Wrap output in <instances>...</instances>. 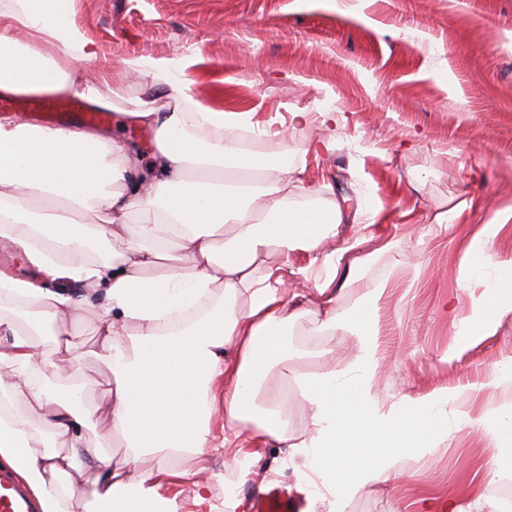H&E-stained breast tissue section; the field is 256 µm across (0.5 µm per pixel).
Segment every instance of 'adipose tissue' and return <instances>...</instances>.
I'll use <instances>...</instances> for the list:
<instances>
[{"label":"adipose tissue","instance_id":"obj_1","mask_svg":"<svg viewBox=\"0 0 512 512\" xmlns=\"http://www.w3.org/2000/svg\"><path fill=\"white\" fill-rule=\"evenodd\" d=\"M74 2L0 0V97L73 94L111 108L96 88L110 65L78 26ZM124 65L148 73L177 102L162 112L142 101L131 112L154 132L150 177L133 178L134 159L110 134L0 118V252L26 268L21 277L0 271V367L9 370L0 376V465L42 512H70L81 485L83 512H180L170 491L189 481L192 512H238L242 500L230 494L216 507L208 484L189 472L136 471L147 449L204 455L217 412L225 430L251 426L287 448L299 478L316 476L335 495L396 479L401 457L433 452L447 437L448 406L458 396L442 390L379 412L367 381L385 288L361 287L367 255L350 265L353 297L339 303L333 285L344 254L323 245L343 222L340 205L293 207L288 157L270 165L225 142L236 121L192 95L181 61ZM262 211L271 219L260 224ZM511 221L512 207L498 211L464 260L469 279L496 269L463 320L469 334L491 330L512 308V259L494 250ZM115 237L125 239V253L102 255L99 244ZM296 251L309 255L322 298L319 332L357 343L346 373L325 364L306 380L312 434L303 439L289 434L276 409L255 403L272 363L288 357L284 334L296 317L281 269L268 258ZM79 312L96 322L99 355L112 372V425L130 450L121 468L83 440L95 412L83 405L81 387L46 384L34 362L33 339L43 334L74 352L70 328ZM38 418L63 451L43 447Z\"/></svg>","mask_w":512,"mask_h":512}]
</instances>
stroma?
I'll return each mask as SVG.
<instances>
[{"label":"stroma","instance_id":"1","mask_svg":"<svg viewBox=\"0 0 512 512\" xmlns=\"http://www.w3.org/2000/svg\"><path fill=\"white\" fill-rule=\"evenodd\" d=\"M75 13L84 36L112 60L99 91L114 107L100 128L125 140L141 168L149 166L154 135L129 110L141 100L164 111L175 102L150 78L127 75L121 61L185 57L197 99L251 113V154L270 164L289 156L303 185L296 206L381 208L359 250L350 248V224H340L331 243L348 262L379 253L365 273L366 284H387L371 391L385 411L441 389L459 398L435 453L404 457L398 481L365 484L341 499L343 512H428L435 495L471 512H499L490 491L498 450L485 422L512 406V380L489 384L497 366L512 363V310L489 332L464 344L458 338L471 295L485 289L484 280L463 281L462 260L483 225L512 206V0H75ZM296 112L309 113L306 126L293 128ZM322 139L334 149L317 151ZM465 199L473 207L456 213ZM435 213L447 215V229L425 223ZM390 239L399 251H383ZM270 261L284 265L308 312L288 328L287 370L272 369L257 402L269 406L288 385V432L305 436L311 424L301 381L318 371L314 351L333 349L342 371L357 346L340 333L316 335L317 294L301 273L304 254ZM73 341L79 357L66 358L48 336L38 339L35 357L66 362L84 406L99 411L85 439L104 442L113 465L123 466L129 450L112 427V376L97 355L96 324L75 322ZM261 453L240 481L245 503L278 486L293 512H329V500L312 501L285 449Z\"/></svg>","mask_w":512,"mask_h":512}]
</instances>
